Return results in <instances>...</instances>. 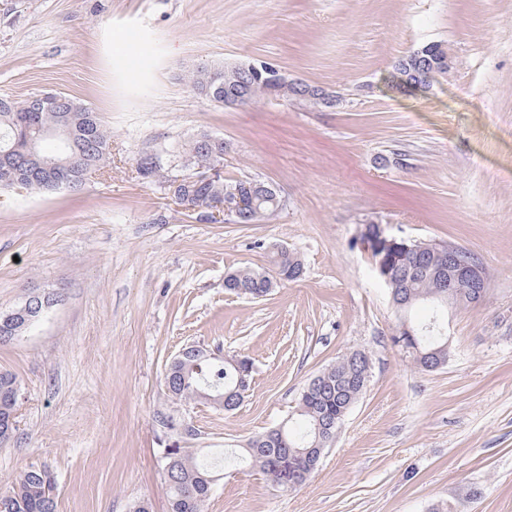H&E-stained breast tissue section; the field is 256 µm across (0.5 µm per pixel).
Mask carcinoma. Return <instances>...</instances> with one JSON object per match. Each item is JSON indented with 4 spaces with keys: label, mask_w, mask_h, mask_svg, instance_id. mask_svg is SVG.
<instances>
[{
    "label": "carcinoma",
    "mask_w": 512,
    "mask_h": 512,
    "mask_svg": "<svg viewBox=\"0 0 512 512\" xmlns=\"http://www.w3.org/2000/svg\"><path fill=\"white\" fill-rule=\"evenodd\" d=\"M445 49L431 44L399 59L389 79L392 90L401 94L426 91L429 83L420 72L423 61H436ZM242 78L235 66L198 64L187 71L188 83L199 93L220 105L224 104V87L233 86ZM48 101L34 112L19 110L16 103L0 98V153L8 150L20 155L29 138L41 130L65 128L72 139L80 143L93 134L95 147L85 153L82 165L73 166L54 175L31 168L21 171L24 189L32 192H51L78 189L85 174L103 167L111 160V136L98 113L81 101L66 94L45 92ZM183 165L210 169L218 159L199 146V139L188 142L182 149ZM138 172L150 180L164 179L155 158L145 155L138 162ZM260 181L251 178L219 176L200 185L180 187L178 192L191 198L200 207L222 199L241 212L253 215L257 223L274 215L279 204L274 196L257 189ZM401 248L391 254L388 263L389 280L384 286L392 291L403 288L410 300L398 310L400 324L393 337L422 369L424 359L433 357L445 364L448 361V306L469 305L478 301V290L485 285L462 277L455 283L453 293L441 287L434 267L420 268V258L435 255V264L448 262V245L417 242L397 238ZM271 271L259 272L242 266L227 274L224 288L251 299L270 294L267 284L272 273L282 281H294L303 275L298 256L285 247L274 246L270 255ZM30 322L20 319L6 331L0 326V343L22 335ZM412 335H407V332ZM354 350L342 356L331 368L317 375L320 384L308 383L301 392L297 410L285 423L250 440L235 456L236 462L259 469L279 487L302 485L316 469L321 455L318 449L329 447L326 439H335L351 406L366 388L370 365L356 359ZM253 381V363L245 356L225 358L199 348L181 360H172L166 368L164 387L169 398L183 403L208 402L226 412L236 410L243 402ZM20 384L15 375L0 371V446L14 436ZM164 480L169 503L168 512H203L214 485L211 466L198 460L194 448H164ZM0 512H57L56 481L44 466H32L23 471L8 491L0 492Z\"/></svg>",
    "instance_id": "obj_1"
}]
</instances>
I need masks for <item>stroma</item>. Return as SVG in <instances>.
Here are the masks:
<instances>
[{"label":"stroma","instance_id":"1","mask_svg":"<svg viewBox=\"0 0 512 512\" xmlns=\"http://www.w3.org/2000/svg\"><path fill=\"white\" fill-rule=\"evenodd\" d=\"M428 44L450 71L393 92L394 63ZM200 61H265L340 102L223 107L188 84ZM48 91L100 113L112 159L75 191L0 190V313L61 293L0 345L22 387L0 491L44 465L57 512H168L161 451L181 446L222 467L205 512H512V0H0V96ZM202 134L227 142L225 175L277 190L274 216L210 221L139 175L146 155L185 175L178 152ZM394 152L404 165H381ZM369 223L485 270L484 299L448 311L436 370L392 341L399 317L354 243ZM275 245L300 279L257 301L225 289ZM188 345L252 360L237 410L168 398ZM353 350L367 387L302 486L232 462ZM163 413L196 436L165 433Z\"/></svg>","mask_w":512,"mask_h":512}]
</instances>
